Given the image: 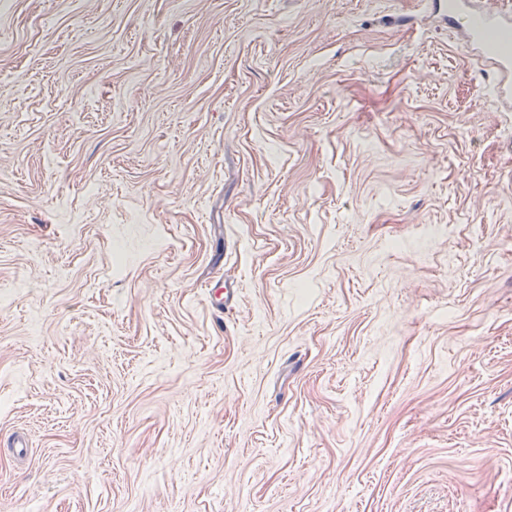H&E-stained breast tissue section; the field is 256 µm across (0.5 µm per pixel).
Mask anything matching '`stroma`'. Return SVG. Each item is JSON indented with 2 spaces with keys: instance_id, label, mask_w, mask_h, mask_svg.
I'll list each match as a JSON object with an SVG mask.
<instances>
[{
  "instance_id": "obj_1",
  "label": "stroma",
  "mask_w": 512,
  "mask_h": 512,
  "mask_svg": "<svg viewBox=\"0 0 512 512\" xmlns=\"http://www.w3.org/2000/svg\"><path fill=\"white\" fill-rule=\"evenodd\" d=\"M498 80L428 0H0V512H512Z\"/></svg>"
}]
</instances>
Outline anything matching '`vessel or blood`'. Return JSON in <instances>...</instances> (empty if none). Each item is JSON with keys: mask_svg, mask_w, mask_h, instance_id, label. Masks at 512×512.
Listing matches in <instances>:
<instances>
[{"mask_svg": "<svg viewBox=\"0 0 512 512\" xmlns=\"http://www.w3.org/2000/svg\"><path fill=\"white\" fill-rule=\"evenodd\" d=\"M436 7L449 23L464 28L481 58L512 75V15L493 11L462 12L460 0H438Z\"/></svg>", "mask_w": 512, "mask_h": 512, "instance_id": "obj_1", "label": "vessel or blood"}]
</instances>
